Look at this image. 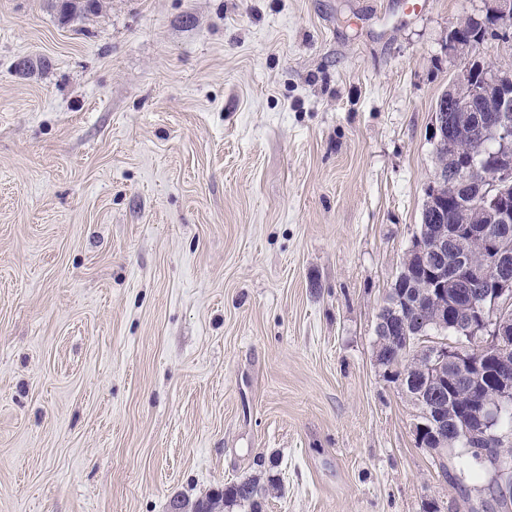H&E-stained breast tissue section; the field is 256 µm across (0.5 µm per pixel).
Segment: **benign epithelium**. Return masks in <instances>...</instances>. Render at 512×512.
I'll return each instance as SVG.
<instances>
[{"label":"benign epithelium","instance_id":"7a95c632","mask_svg":"<svg viewBox=\"0 0 512 512\" xmlns=\"http://www.w3.org/2000/svg\"><path fill=\"white\" fill-rule=\"evenodd\" d=\"M489 13L493 19L494 33L506 34L512 30V0H490ZM453 38L448 42V51L464 55L480 45L486 34H471L460 25L452 28ZM457 82L462 85L460 94L448 96V111L433 113L432 141L443 148L455 137V129L463 130L472 125L470 115L480 111L486 105L495 111L486 112L479 117V127L491 131L492 137L500 143L496 154V163L492 176L482 169L471 167L463 170L456 165L448 166V171H437L434 181L427 188L432 194L436 186L446 183L448 186L461 185L472 188L471 195L485 193L487 185L499 188L495 199L499 200L492 209V222L476 224L469 229L470 236L478 239L484 248L486 262L482 267L462 263L453 274L446 268L432 267L433 278L438 287L429 289L417 302L410 305V312L416 316L437 309H448V284H454L458 303L456 309L467 310L463 318H456V325L467 335L488 332L494 338L495 352L479 353L469 346L433 342L427 336L410 338L393 337L413 344L416 355L426 357L430 372L428 386L416 399L417 405L433 400L447 390L461 384H469L482 375L492 376L497 385L496 395L492 398L479 396L469 403L468 412L475 417L484 432L491 431L498 422L503 407L512 403V253L503 247V225L512 223V69L484 68L481 79L470 76L464 69ZM456 244L454 237L448 236V230L440 228L428 235H419L413 239L409 250L422 258L434 253H443L448 245ZM494 275L493 302L498 307L497 315L489 318L477 305L476 298L485 293L484 281ZM454 430L448 428V420L442 418L433 427L423 423L416 425V438L419 443L442 442Z\"/></svg>","mask_w":512,"mask_h":512}]
</instances>
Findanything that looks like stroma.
<instances>
[{"label":"stroma","instance_id":"1","mask_svg":"<svg viewBox=\"0 0 512 512\" xmlns=\"http://www.w3.org/2000/svg\"><path fill=\"white\" fill-rule=\"evenodd\" d=\"M401 2L0 0V512H502L375 361L487 9ZM54 2L64 23L95 15L103 7L101 0H55ZM489 2H492V6L489 7V13L493 19V24L489 30H493L495 34H499V32L503 33V35H506V33L508 34L511 30L510 21L512 19V1L490 0ZM481 22L485 24V18L480 20L475 17H468L465 21L461 22V24L463 27H466V29H472L479 26ZM495 26L496 28L493 29L492 27ZM463 27L457 24L451 29L453 38L448 42V51L459 55L468 54L484 41L489 32L488 30L485 33L471 34ZM270 488L260 486L254 479H246L225 485L224 492L207 496L197 503L195 512H212L223 505L224 507L238 505L247 508L249 512H263V503Z\"/></svg>","mask_w":512,"mask_h":512}]
</instances>
